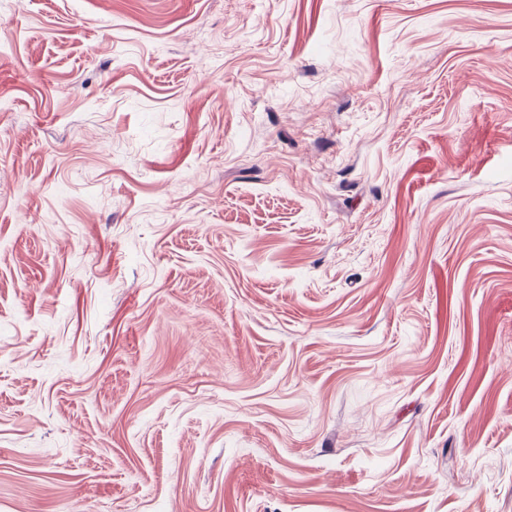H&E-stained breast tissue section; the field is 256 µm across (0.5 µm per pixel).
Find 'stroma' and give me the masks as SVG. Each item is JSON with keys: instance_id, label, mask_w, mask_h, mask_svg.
<instances>
[{"instance_id": "1", "label": "stroma", "mask_w": 512, "mask_h": 512, "mask_svg": "<svg viewBox=\"0 0 512 512\" xmlns=\"http://www.w3.org/2000/svg\"><path fill=\"white\" fill-rule=\"evenodd\" d=\"M0 512H512V0H0Z\"/></svg>"}]
</instances>
